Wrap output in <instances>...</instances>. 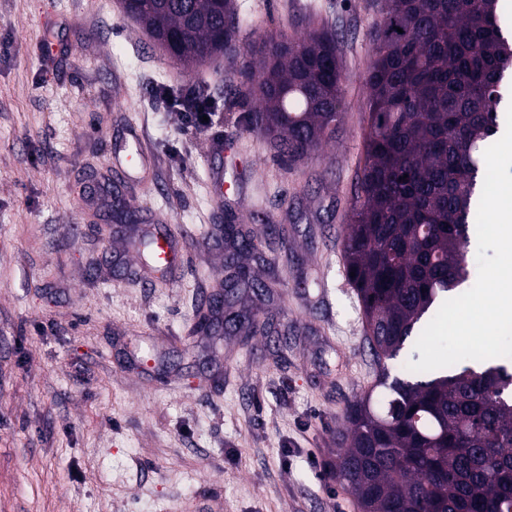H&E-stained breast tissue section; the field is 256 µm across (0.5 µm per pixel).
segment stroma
I'll use <instances>...</instances> for the list:
<instances>
[{"label":"stroma","mask_w":512,"mask_h":512,"mask_svg":"<svg viewBox=\"0 0 512 512\" xmlns=\"http://www.w3.org/2000/svg\"><path fill=\"white\" fill-rule=\"evenodd\" d=\"M243 31L213 64L174 63L119 0H0V512H360L334 463L349 403L379 368L342 260L363 156V76L381 0H235ZM324 28L346 87L338 132L281 159L224 99L262 36ZM205 91L222 150L186 130L164 90ZM152 155L144 186L117 181L113 139ZM237 190L216 201L214 167ZM108 188L144 225L165 216L182 260L124 265ZM240 260L269 293L239 291L258 329H195Z\"/></svg>","instance_id":"obj_1"}]
</instances>
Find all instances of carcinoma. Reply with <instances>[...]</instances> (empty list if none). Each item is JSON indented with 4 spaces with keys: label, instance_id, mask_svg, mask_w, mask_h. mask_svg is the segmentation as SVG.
Listing matches in <instances>:
<instances>
[{
    "label": "carcinoma",
    "instance_id": "1",
    "mask_svg": "<svg viewBox=\"0 0 512 512\" xmlns=\"http://www.w3.org/2000/svg\"><path fill=\"white\" fill-rule=\"evenodd\" d=\"M500 9V0H384L343 235L345 274L380 364L468 281L472 205L512 82ZM123 10L185 67L223 56L240 32L234 0H129ZM247 68L246 94L261 101L255 128L279 157L305 158L336 136L345 76L331 33H271ZM227 267L230 287L264 288L237 258ZM375 387L348 406L334 464L362 512H512V370L384 369Z\"/></svg>",
    "mask_w": 512,
    "mask_h": 512
}]
</instances>
